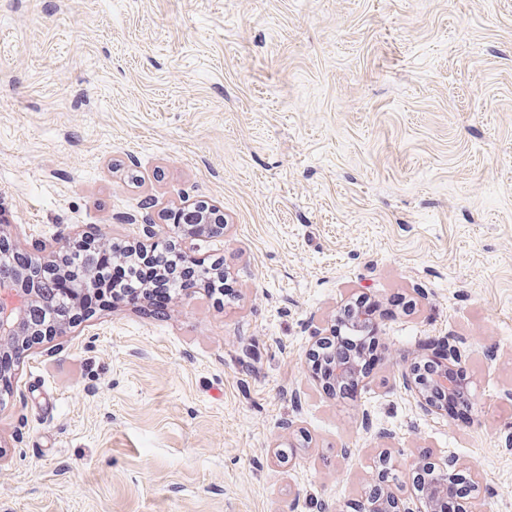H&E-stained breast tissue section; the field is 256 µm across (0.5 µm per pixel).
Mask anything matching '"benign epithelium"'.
<instances>
[{"label": "benign epithelium", "instance_id": "1", "mask_svg": "<svg viewBox=\"0 0 512 512\" xmlns=\"http://www.w3.org/2000/svg\"><path fill=\"white\" fill-rule=\"evenodd\" d=\"M196 220L204 223H222L223 215L203 204L194 210ZM11 251L15 260L9 268H0V354L23 352L34 344L57 336L66 331L76 317L71 313L49 319L44 310L50 306V300L41 292V283L61 276V269L54 264H47L35 252L14 248L0 230V254ZM464 354L456 346L448 347L443 354L446 363L429 382H422L412 368L401 373L403 390L427 413H440L442 408L435 399V394L449 395L457 384L452 373L448 372V363L460 364ZM361 378V366L350 360L345 363L330 365L324 375L327 386L339 390L349 381ZM411 466L418 472L419 478L413 483L409 497L401 501L391 490L379 496H373L369 490L361 494L363 512H441V495L448 481L463 471L465 464L454 455L440 457L434 461L425 459L414 461ZM468 485V497L457 508V512H484L485 495L480 475L474 467Z\"/></svg>", "mask_w": 512, "mask_h": 512}]
</instances>
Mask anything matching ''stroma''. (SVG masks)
Wrapping results in <instances>:
<instances>
[{"mask_svg":"<svg viewBox=\"0 0 512 512\" xmlns=\"http://www.w3.org/2000/svg\"><path fill=\"white\" fill-rule=\"evenodd\" d=\"M235 297L119 305L16 360L0 512H360L453 454L512 512V0H0V226L162 244L184 202ZM367 296L353 397L309 350ZM462 343L467 422L398 373Z\"/></svg>","mask_w":512,"mask_h":512,"instance_id":"obj_1","label":"stroma"}]
</instances>
